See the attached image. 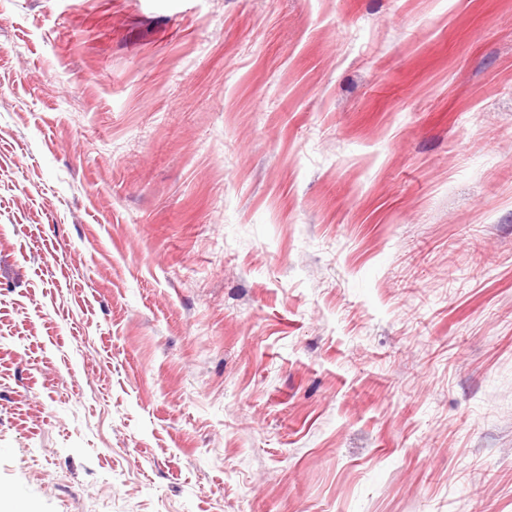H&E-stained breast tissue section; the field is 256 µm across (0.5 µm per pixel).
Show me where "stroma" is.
<instances>
[{"label":"stroma","instance_id":"stroma-1","mask_svg":"<svg viewBox=\"0 0 512 512\" xmlns=\"http://www.w3.org/2000/svg\"><path fill=\"white\" fill-rule=\"evenodd\" d=\"M0 499L512 512V0H0Z\"/></svg>","mask_w":512,"mask_h":512}]
</instances>
